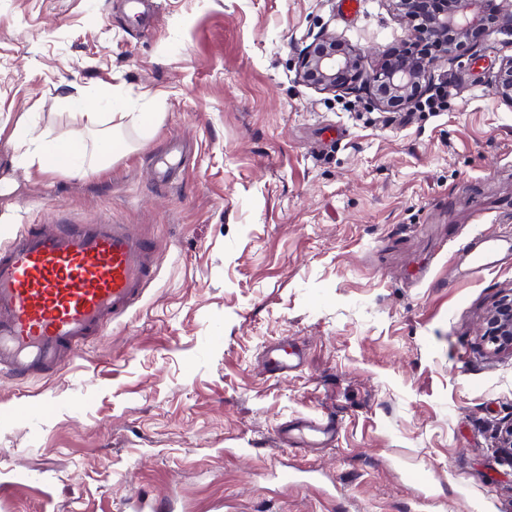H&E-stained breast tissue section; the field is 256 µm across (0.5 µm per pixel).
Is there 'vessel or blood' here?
I'll list each match as a JSON object with an SVG mask.
<instances>
[{
  "instance_id": "obj_1",
  "label": "vessel or blood",
  "mask_w": 512,
  "mask_h": 512,
  "mask_svg": "<svg viewBox=\"0 0 512 512\" xmlns=\"http://www.w3.org/2000/svg\"><path fill=\"white\" fill-rule=\"evenodd\" d=\"M155 265L144 239L126 224L28 225L0 245V372L58 374L74 349L138 303ZM294 344L265 350V371L286 376L299 364ZM299 447L332 436L319 417L296 425Z\"/></svg>"
}]
</instances>
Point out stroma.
<instances>
[{
	"label": "stroma",
	"instance_id": "obj_1",
	"mask_svg": "<svg viewBox=\"0 0 512 512\" xmlns=\"http://www.w3.org/2000/svg\"><path fill=\"white\" fill-rule=\"evenodd\" d=\"M122 2L0 0V241L106 221L156 258L64 373H0V512H512V354L480 334L512 262L467 254L512 232L501 35L383 110L297 68L322 34L367 73L409 47L392 0ZM116 98L160 119L102 172L18 168L23 127L66 137ZM284 340L304 363L273 378ZM315 416L330 445L282 442Z\"/></svg>",
	"mask_w": 512,
	"mask_h": 512
}]
</instances>
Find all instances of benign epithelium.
I'll return each instance as SVG.
<instances>
[{"label": "benign epithelium", "instance_id": "7a95c632", "mask_svg": "<svg viewBox=\"0 0 512 512\" xmlns=\"http://www.w3.org/2000/svg\"><path fill=\"white\" fill-rule=\"evenodd\" d=\"M433 0H396V8L413 27L416 38L441 41H471L472 59L483 57L480 38L495 31H512V10L488 19L485 0H448V8L434 10ZM363 56L334 36H320L298 60L303 82L321 91L349 90L362 82L373 103L382 109L411 103L423 82L429 64L409 56H396L369 74H364ZM497 98L512 107V55L503 59L493 79ZM484 336L493 351L512 352V298L494 305L484 317Z\"/></svg>", "mask_w": 512, "mask_h": 512}]
</instances>
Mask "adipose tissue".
Returning a JSON list of instances; mask_svg holds the SVG:
<instances>
[{
  "label": "adipose tissue",
  "instance_id": "ef3b65f1",
  "mask_svg": "<svg viewBox=\"0 0 512 512\" xmlns=\"http://www.w3.org/2000/svg\"><path fill=\"white\" fill-rule=\"evenodd\" d=\"M86 131L77 132L67 138L50 139L35 129H24L27 149L23 156L24 169H64L76 174H89L85 164L87 155H94L98 164H105L123 149L124 144L117 136L119 124L102 129L98 126L96 113H89Z\"/></svg>",
  "mask_w": 512,
  "mask_h": 512
}]
</instances>
